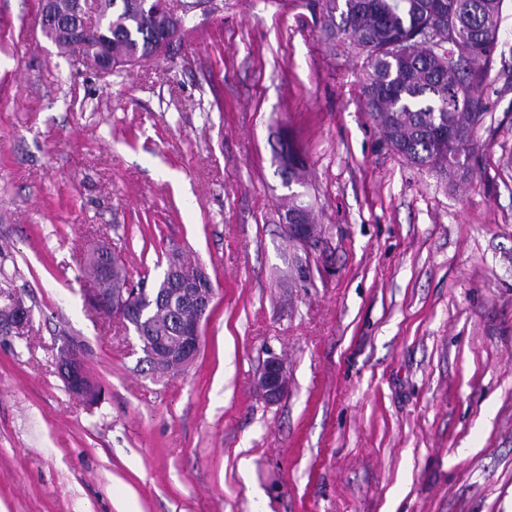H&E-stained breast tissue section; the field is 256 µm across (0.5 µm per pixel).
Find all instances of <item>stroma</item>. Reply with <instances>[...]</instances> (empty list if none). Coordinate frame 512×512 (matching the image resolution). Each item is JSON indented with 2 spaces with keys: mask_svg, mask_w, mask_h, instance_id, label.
<instances>
[{
  "mask_svg": "<svg viewBox=\"0 0 512 512\" xmlns=\"http://www.w3.org/2000/svg\"><path fill=\"white\" fill-rule=\"evenodd\" d=\"M307 0H211L172 58L101 76L38 0H0V512H512V0L471 180L385 143L362 58ZM309 166L313 245L283 230L272 146ZM166 250L215 289L200 350L153 371L81 260ZM81 341L90 404L57 370ZM277 357L288 392L255 389ZM16 308H18V309L15 311V315H14V324H13L14 329L19 328L20 326L24 325L27 322V320L29 319V312H30V317H31V309H29L28 307H27L28 309L26 307H24V303L22 300H20L19 298L11 299L9 305H6L5 307H2V306L0 307V330L1 331L10 322L12 314Z\"/></svg>",
  "mask_w": 512,
  "mask_h": 512,
  "instance_id": "stroma-1",
  "label": "stroma"
}]
</instances>
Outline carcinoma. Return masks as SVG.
Listing matches in <instances>:
<instances>
[{"label":"carcinoma","instance_id":"cac0c4a2","mask_svg":"<svg viewBox=\"0 0 512 512\" xmlns=\"http://www.w3.org/2000/svg\"><path fill=\"white\" fill-rule=\"evenodd\" d=\"M318 16L326 40L349 41L364 54V97L373 124L387 144L404 148V158L421 169H437L448 184L473 176L467 164L475 154V133L487 106L480 93L496 56L504 0H308ZM97 18L96 34L85 57L97 61L104 46L112 55V69L121 70L157 55V33L171 25L156 0H51V8L68 18L81 5ZM63 53L70 51L75 30L44 29ZM437 129L456 134L445 149L433 145ZM284 187L290 189L286 215L295 214L318 231L310 211L291 191L304 185L305 159L285 138L274 150ZM112 296L128 287L124 268L112 266L107 280L97 283ZM180 289L151 288L141 314L147 338L169 342L179 334V321L195 318L180 307Z\"/></svg>","mask_w":512,"mask_h":512}]
</instances>
